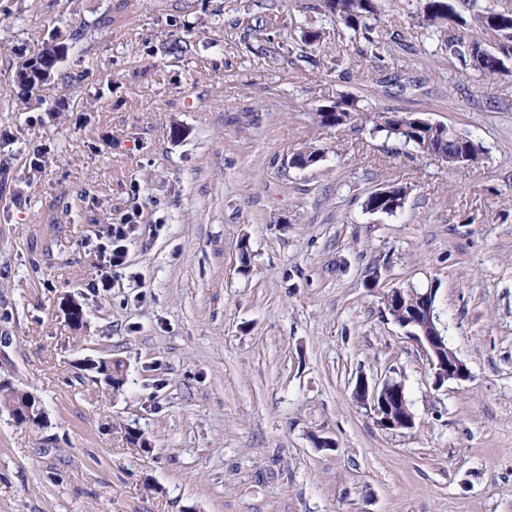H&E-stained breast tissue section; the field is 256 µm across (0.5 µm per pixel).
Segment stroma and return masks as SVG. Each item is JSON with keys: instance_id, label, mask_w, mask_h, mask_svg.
Listing matches in <instances>:
<instances>
[{"instance_id": "1", "label": "stroma", "mask_w": 512, "mask_h": 512, "mask_svg": "<svg viewBox=\"0 0 512 512\" xmlns=\"http://www.w3.org/2000/svg\"><path fill=\"white\" fill-rule=\"evenodd\" d=\"M384 4L373 51L321 0H0V384L46 415L0 408V512H512V72L449 56L421 0ZM57 26L88 34L25 96L15 71ZM345 94L483 160L322 126ZM307 145L322 159L291 167ZM393 184L401 209L367 211ZM430 287L470 372L440 387L382 303ZM93 360L120 362L119 393ZM362 375L403 383L413 428L378 426ZM375 114L377 119L372 129L374 133L385 132L387 137L393 135L405 145H411L422 155L435 157L438 153L446 154L448 157L439 155L435 158L442 161L448 160V164L461 167L478 164L482 159L483 149L480 143L449 127L446 132L443 130L435 132L431 127L414 121L415 115L391 111H375ZM413 114L418 115L416 120L423 124L433 127L444 126L441 122H432L423 113ZM124 258L125 253L123 245L117 244L106 258V261L103 264L98 265L96 274L98 279L94 282L95 288H99V283L101 284V288H110L112 282V267L122 265ZM12 389L15 391V395L18 397L17 403L14 404V407L17 410L16 414L18 415L20 421H22L23 424H31V422L28 421V417L32 416V413L36 415L40 413V417H33V419H36L38 422L42 423L44 420V411L41 407L40 401L28 391L19 390L16 388ZM33 397H35V401L33 400ZM37 406H39V408H37Z\"/></svg>"}]
</instances>
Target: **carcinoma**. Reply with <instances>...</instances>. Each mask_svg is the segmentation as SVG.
<instances>
[{"label": "carcinoma", "instance_id": "cac0c4a2", "mask_svg": "<svg viewBox=\"0 0 512 512\" xmlns=\"http://www.w3.org/2000/svg\"><path fill=\"white\" fill-rule=\"evenodd\" d=\"M324 16L336 25L364 35L371 46H376L369 34L380 21L383 0H333V4L322 3ZM422 13L428 25L435 32L446 35L448 52L469 63L471 68L490 78L509 71L507 60L512 59V12L497 11L490 7L472 4L471 19L467 20L457 14L449 0H425ZM453 22L461 28L471 29V33L448 34V23ZM84 36V30L76 29L66 33L54 30L41 42V48L30 59L34 67L47 66L51 73H56L63 59L67 41L78 40ZM494 38L497 51L488 56L483 48V39ZM323 112L333 114V127L348 125L356 120L365 108L359 105V99L353 96H341L329 106L321 108ZM376 133L384 132L394 136L404 144L410 145L423 155L433 157L438 153L448 156V164L468 167L480 162L483 149L473 138L459 134L453 129L433 131L432 128L415 121V116L400 112L379 111L373 126ZM388 196L381 199H366V205L381 213L390 214L401 208L400 200L407 193L403 186L387 187Z\"/></svg>", "mask_w": 512, "mask_h": 512}]
</instances>
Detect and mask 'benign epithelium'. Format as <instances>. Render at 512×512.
I'll return each mask as SVG.
<instances>
[{"instance_id": "benign-epithelium-1", "label": "benign epithelium", "mask_w": 512, "mask_h": 512, "mask_svg": "<svg viewBox=\"0 0 512 512\" xmlns=\"http://www.w3.org/2000/svg\"><path fill=\"white\" fill-rule=\"evenodd\" d=\"M382 301L392 320L405 330L420 345L429 362L434 384L440 386L448 381H464L469 377L466 364L456 351L448 345L438 316L435 313V290L427 289L418 295L412 289H393L383 293ZM18 397L14 407L19 419L38 415L41 422L43 409L40 401L25 390H15ZM357 403L369 407L377 417V423L385 429H409L415 425L414 415L409 409L402 382L386 379L371 384L360 376L354 388Z\"/></svg>"}]
</instances>
